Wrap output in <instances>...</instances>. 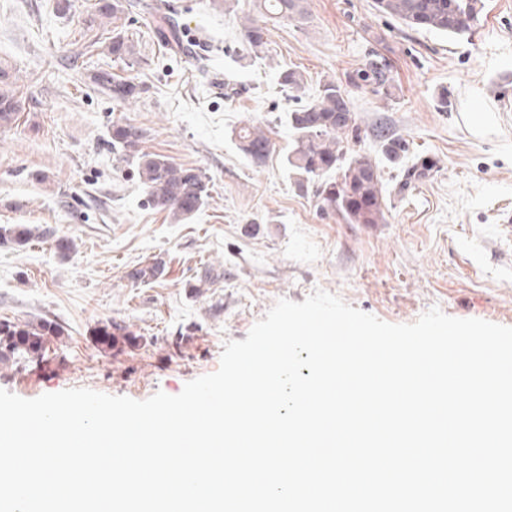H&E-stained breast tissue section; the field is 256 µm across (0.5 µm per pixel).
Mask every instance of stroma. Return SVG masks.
Wrapping results in <instances>:
<instances>
[{
    "label": "stroma",
    "mask_w": 512,
    "mask_h": 512,
    "mask_svg": "<svg viewBox=\"0 0 512 512\" xmlns=\"http://www.w3.org/2000/svg\"><path fill=\"white\" fill-rule=\"evenodd\" d=\"M204 66L170 55L149 13L123 22L135 54L127 61L72 47L104 44L112 27L96 0H0V68L23 103L0 127V226L49 225L72 237L60 257L52 241L19 248L0 240V319L48 318L66 329L35 369L0 366V389L31 399L85 387L144 400L215 372L223 345L246 339L281 298L303 302L323 289L389 323H410L430 307L457 318L512 327V239L496 235L512 209V0H484L471 38L414 31L381 15L373 0H304L301 17L271 25L265 57L241 55L255 0L234 11L212 0H171ZM390 63L395 98L350 76L374 59ZM305 78L300 96L277 83L280 70ZM106 70L143 85L129 101L94 84ZM346 86L362 128V150L379 158L380 123L407 139L411 157L438 161L406 195L383 167L382 224L323 217L299 192L282 159L292 140L284 117L320 83ZM242 93L225 98V83ZM447 92L451 111L437 107ZM145 132L143 150L194 167L209 198L174 222L153 208L135 160L108 144L112 125ZM244 126L269 132L275 149L257 167L238 148ZM166 265L152 283L134 266ZM214 281L197 285L204 269ZM112 321L137 345L98 352L93 331Z\"/></svg>",
    "instance_id": "1"
}]
</instances>
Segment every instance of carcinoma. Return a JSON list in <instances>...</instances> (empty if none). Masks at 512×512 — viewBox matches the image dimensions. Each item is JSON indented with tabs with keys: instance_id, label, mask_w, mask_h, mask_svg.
Here are the masks:
<instances>
[{
	"instance_id": "obj_1",
	"label": "carcinoma",
	"mask_w": 512,
	"mask_h": 512,
	"mask_svg": "<svg viewBox=\"0 0 512 512\" xmlns=\"http://www.w3.org/2000/svg\"><path fill=\"white\" fill-rule=\"evenodd\" d=\"M260 17L252 18L243 27L244 50L254 56L265 52L268 45V22L281 21L304 13L303 0H257ZM375 9L411 30H429L458 37L472 34L479 24L485 4L483 0H374ZM147 9L159 16L162 25L155 31L158 41L166 44L174 55L202 63L195 52L182 40V29L177 13L169 0H152L143 4L130 0H99L98 16L116 19L118 15ZM112 58L125 61L134 55V46L117 27H112V38L105 45ZM93 80L112 94V98L126 101L142 93L140 85L109 72H97ZM280 85L291 92L304 88V77L296 69L279 73ZM352 83H363L381 96H391L392 71L385 60H372L357 71ZM22 109L20 100L4 88L0 90V127L17 120ZM288 128L293 135L292 147L284 159L295 184L301 191L312 190L319 210L327 215H338L347 224L385 223L384 185L378 164L357 149L362 140V129L345 89L334 80L322 83L315 99L293 109L287 115ZM381 152L388 163L400 169V179L394 186L398 194H405L437 169V162L424 157L410 167L403 161L410 146L406 139L395 136L379 126L374 129ZM143 131L130 123L112 124V149L137 160V173L148 202L180 222L193 217L205 204L208 187L202 173L191 167L178 165L171 158L141 149ZM238 147L252 163L265 162L273 149V142L258 128H242L237 132ZM10 237L19 246L33 239H51L62 257L75 251L73 239L59 236L48 226L14 224L0 227V238ZM165 264L153 261L133 268L129 277L141 283L164 275ZM65 335L62 326L49 319L15 321L0 319V364L27 368L44 360L52 340ZM96 344L103 351L121 350L135 343L126 328L109 323L96 330Z\"/></svg>"
}]
</instances>
